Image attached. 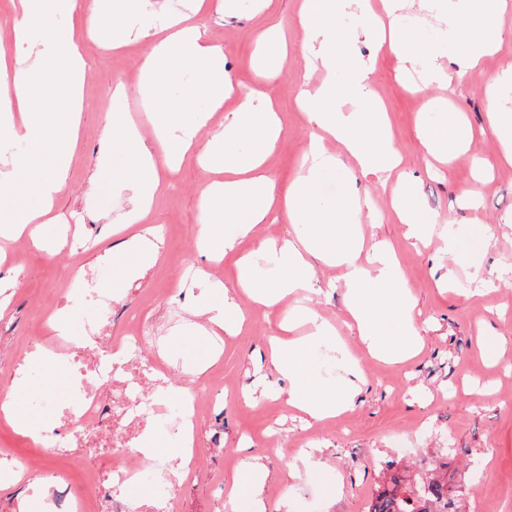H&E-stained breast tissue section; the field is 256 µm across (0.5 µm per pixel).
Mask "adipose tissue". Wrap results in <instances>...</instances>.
Instances as JSON below:
<instances>
[{
    "label": "adipose tissue",
    "instance_id": "1",
    "mask_svg": "<svg viewBox=\"0 0 512 512\" xmlns=\"http://www.w3.org/2000/svg\"><path fill=\"white\" fill-rule=\"evenodd\" d=\"M409 0H385L384 15L365 0H303L300 27L305 46L327 78L303 91L300 105L317 128L302 173L288 193L277 195L264 171L281 126L272 101L257 91L237 94L224 68V49L204 38L193 19L207 0H193V10L161 27L143 25L154 15L152 0H94L82 30L68 23L75 0H17L12 14L0 15V33L8 34L18 52L0 54V142L19 144L7 170L0 171V233L24 237L38 247L62 248L53 205L67 185L78 144L83 112L86 61L84 44L111 32L113 47L136 30L147 49L140 64L138 92L150 132H143L123 113H107L101 132L107 152L101 158L99 185H123L131 193L128 207L116 221L128 237L114 245L112 291L157 260L147 221L156 197L165 189L162 168L180 165L188 153L216 180L201 191V220L196 237L203 251L223 256L237 238L249 235L271 214H283L293 236L261 243L240 259L238 286L256 308L278 311V334L271 341L269 363L284 380L281 392L289 405L310 418L335 417L354 404L359 390V360L347 351L336 330L306 307L285 308L288 294L313 290L314 261L336 267L346 289L347 311L365 352L372 358L400 364L416 356L421 336L414 316L412 292L387 244L366 246L360 230L362 203L353 191L321 197L317 184L353 157L363 174L387 181L401 157L394 146L383 103L371 86L372 69L353 58L349 36L337 28L338 12L355 9L371 37L388 44L402 65L421 67L427 83L452 85L443 63L449 50L464 49L467 68L496 52L503 37L506 0H450L437 13L429 38L403 20ZM190 81H183V74ZM238 96L231 122L205 135L211 112L225 99ZM487 117L495 130L499 158L512 165V72L497 76L487 91ZM350 102L354 111H342ZM435 132H423L426 153L441 162L463 154L470 131L461 113L441 112ZM200 313L227 333L245 321L241 307L228 300L222 282L207 272ZM307 326L296 338L292 332ZM336 362L340 380L317 371L319 355Z\"/></svg>",
    "mask_w": 512,
    "mask_h": 512
}]
</instances>
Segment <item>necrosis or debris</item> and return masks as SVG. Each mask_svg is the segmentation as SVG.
<instances>
[{
    "label": "necrosis or debris",
    "instance_id": "necrosis-or-debris-1",
    "mask_svg": "<svg viewBox=\"0 0 512 512\" xmlns=\"http://www.w3.org/2000/svg\"><path fill=\"white\" fill-rule=\"evenodd\" d=\"M77 291L94 300L98 311L84 320L81 336L53 329L38 337V351L67 366L71 389L67 403L35 401L42 422L30 439L60 456L74 448H104L114 462L79 485L63 469L25 460L18 472L27 493L41 502L43 512H86L89 489L100 486L108 489L112 512H178L182 491L204 455L190 428L203 412H214L216 403L201 387L169 397L168 371L144 353L154 341L146 323L137 321L124 335H113L111 297L88 281ZM163 421L189 446L182 458L145 466L146 439Z\"/></svg>",
    "mask_w": 512,
    "mask_h": 512
}]
</instances>
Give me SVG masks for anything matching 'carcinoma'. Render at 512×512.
I'll list each match as a JSON object with an SVG mask.
<instances>
[{
	"mask_svg": "<svg viewBox=\"0 0 512 512\" xmlns=\"http://www.w3.org/2000/svg\"><path fill=\"white\" fill-rule=\"evenodd\" d=\"M416 485L423 488L415 499L410 476L392 474L372 498L368 512H459L456 490L448 483V466L434 463Z\"/></svg>",
	"mask_w": 512,
	"mask_h": 512,
	"instance_id": "obj_1",
	"label": "carcinoma"
}]
</instances>
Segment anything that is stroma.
I'll return each instance as SVG.
<instances>
[{
    "label": "stroma",
    "instance_id": "35a3bbf8",
    "mask_svg": "<svg viewBox=\"0 0 512 512\" xmlns=\"http://www.w3.org/2000/svg\"><path fill=\"white\" fill-rule=\"evenodd\" d=\"M301 0H237L228 11L199 13L196 22L207 38L224 48V68L235 84L260 88L274 103L282 122L280 140L264 169L278 193H286L300 175L304 156L315 131L298 105L302 86L316 87L325 70L308 71L302 48L298 12ZM341 28L353 33L352 53L373 67V90L384 102L393 126L395 145L404 158L403 172L413 184L424 215L452 220L460 233L479 225L492 235L490 249L480 268L463 258L465 244L448 254L439 236L420 243L406 235V227L389 209L378 179L363 174L353 159L345 171L328 176L323 194L342 192L353 183L369 196L373 215H362L367 241L392 247L411 288L420 313L423 350L398 365L363 358L364 384L352 409L317 421L289 407L276 391L282 382L266 358L269 336L276 332L275 314L254 308L237 288L239 258L256 250L260 242L281 239L288 230L285 218L258 225L240 238L221 262L206 259L196 242L200 193L212 175L195 157H186L180 169L166 174V193L159 198L150 219L156 229L158 257L142 278L112 301V333L123 335L130 318L149 321L164 339L157 358L176 374L187 371L179 343L186 329L204 328L206 317L197 313L202 290L193 272L204 269L221 281L244 309L247 321L241 331L225 337L224 356L196 376L197 384L218 390L219 412L201 417L198 430L204 448L201 467L181 497L182 512H229L224 487L230 484L244 455L258 459L265 471L261 506L242 502L236 512H366L387 466L397 463H431L448 460L454 484L461 492L465 512H512V166L496 161L495 132L486 116L485 90L503 71L512 69V38L482 67L467 71L452 89L422 86L417 72L399 68L396 55L360 32L357 19L339 15ZM270 29L288 42V54L278 75L264 85L255 83L257 28ZM145 43L130 41L115 50L96 41L85 44L88 66L83 84V119L75 158L65 190L55 210L73 220L66 247L39 250L23 242L7 245L8 254H20L13 266L0 263V276L15 277L18 286L7 313L0 318V368L10 367L25 355L35 335L42 332L45 308L62 300L75 272L96 284L112 276L103 262L106 251L119 242L112 232L115 216L91 176L104 144L101 130L107 112L116 110L141 124L146 120L136 93ZM125 85L127 95L113 100L115 85ZM431 101L447 102L464 113L471 128L467 153L449 165L429 162L420 143V114ZM486 162L485 178L478 184L476 207L461 199L473 184V160ZM454 271L457 292H440L439 279ZM319 292L306 304L331 322L351 350H359L355 330L348 326L346 291L334 268L314 265ZM499 338L498 360H487L479 345V329ZM317 434L320 453L315 465L289 477L287 448ZM278 436L282 451H266L271 436Z\"/></svg>",
    "mask_w": 512,
    "mask_h": 512
}]
</instances>
